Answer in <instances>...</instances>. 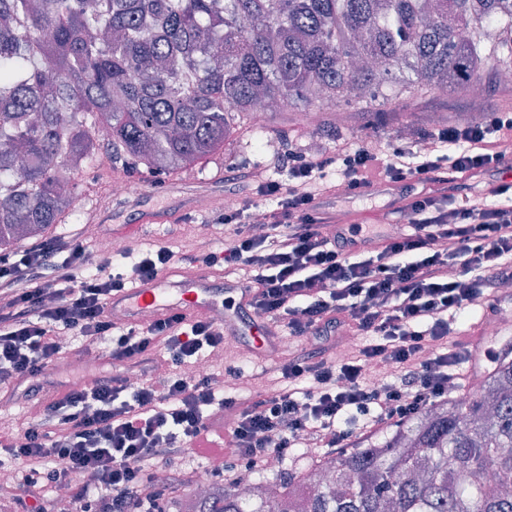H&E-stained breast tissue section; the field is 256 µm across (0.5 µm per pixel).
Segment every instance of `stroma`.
<instances>
[{
	"mask_svg": "<svg viewBox=\"0 0 512 512\" xmlns=\"http://www.w3.org/2000/svg\"><path fill=\"white\" fill-rule=\"evenodd\" d=\"M396 112L397 122L412 123L409 138L413 145H420L433 127L457 122L463 115L480 116L490 112L512 111V86L506 87L487 81L486 91L481 99H472L468 90L458 89L448 96L413 92L395 100L390 106ZM314 122L310 126L298 124L293 112H282L268 121L269 133L263 148H254L250 143L249 131H242L237 138L224 146L223 153L208 162L196 165L175 175H149L135 172L122 166H92L76 176L79 184L77 218L53 225L51 232L65 235L81 231L89 245H98L105 237L117 236L119 228L138 209L150 206L168 207L174 212L169 224L152 225L149 232L138 237L140 249H154L167 246L173 250L189 253L201 243H210L212 249L220 251L225 247L222 227L207 224L209 212L200 205L205 196L227 194L230 186L225 183L227 170L246 165H263L271 178L287 180L286 172L272 168L273 157L294 149L306 150L312 138L322 142L324 156H334L339 145L356 137L365 121L359 106L350 105L345 109L344 118H337L335 111L313 107ZM120 181L139 184V193L131 198L113 196L112 185ZM243 337L227 336L224 349L235 354L234 364L241 371L243 380L233 390L240 401L252 398L254 388L251 375L274 370L265 353H244Z\"/></svg>",
	"mask_w": 512,
	"mask_h": 512,
	"instance_id": "35a3bbf8",
	"label": "stroma"
}]
</instances>
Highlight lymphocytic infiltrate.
Masks as SVG:
<instances>
[{
    "label": "lymphocytic infiltrate",
    "mask_w": 512,
    "mask_h": 512,
    "mask_svg": "<svg viewBox=\"0 0 512 512\" xmlns=\"http://www.w3.org/2000/svg\"><path fill=\"white\" fill-rule=\"evenodd\" d=\"M428 137L440 150L415 164L409 147L387 150L374 137L333 160L289 151L273 162L287 170L284 183L260 166L233 170L237 204L213 217L228 239L219 252L161 246L125 269L108 256L90 262L78 236L61 235L1 254L0 383L46 375L69 335L106 343L109 367L46 403L24 429L25 445L7 438L22 473L21 512H46L45 490L60 486L72 512H165L167 489L155 474L208 436L213 405L227 450L208 473L236 483L270 457L304 445L326 454L357 448L446 403L469 356L458 318L512 278V181L503 178L512 154L502 148L512 113L442 125ZM377 182L397 186V198L377 205V223L337 232L325 203L368 197ZM262 198L272 208L260 209ZM258 213L259 236L251 230ZM362 237L372 245L366 258L356 251ZM196 263L242 269L252 312L308 341L281 367L287 388L246 406L217 401L218 375L186 369L223 350L221 323L176 311L122 326L107 313L113 292ZM347 331L365 344L327 357L324 340Z\"/></svg>",
    "instance_id": "lymphocytic-infiltrate-1"
}]
</instances>
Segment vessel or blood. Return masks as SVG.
<instances>
[{
	"label": "vessel or blood",
	"mask_w": 512,
	"mask_h": 512,
	"mask_svg": "<svg viewBox=\"0 0 512 512\" xmlns=\"http://www.w3.org/2000/svg\"><path fill=\"white\" fill-rule=\"evenodd\" d=\"M169 214L161 209H140L124 224L123 236L138 237L154 224L168 221ZM237 294L239 301L234 319L247 327L250 334L262 335L265 328L254 321L248 310L249 293L240 285L225 281L223 271L206 266L182 270L180 275L166 271L155 279L144 281L133 288L112 295L108 301L109 313H121L131 324L143 323L145 318L180 311L190 315L224 318L225 292Z\"/></svg>",
	"instance_id": "vessel-or-blood-1"
}]
</instances>
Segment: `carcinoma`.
I'll use <instances>...</instances> for the list:
<instances>
[{
    "label": "carcinoma",
    "mask_w": 512,
    "mask_h": 512,
    "mask_svg": "<svg viewBox=\"0 0 512 512\" xmlns=\"http://www.w3.org/2000/svg\"><path fill=\"white\" fill-rule=\"evenodd\" d=\"M508 70L512 0H0V252L76 218L102 137L112 162L172 173L223 151L260 96L272 116ZM484 384L325 461V490L296 495L294 472L281 501L227 485L199 512H512L511 354Z\"/></svg>",
    "instance_id": "carcinoma-1"
}]
</instances>
